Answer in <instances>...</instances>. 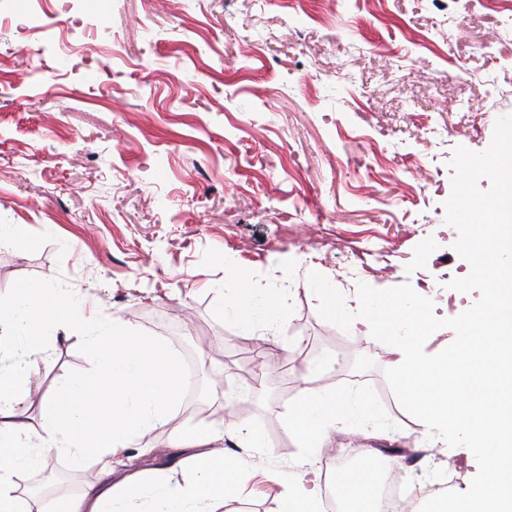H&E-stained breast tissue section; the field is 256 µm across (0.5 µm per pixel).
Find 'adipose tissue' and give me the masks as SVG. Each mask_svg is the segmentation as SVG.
Masks as SVG:
<instances>
[{"instance_id": "obj_1", "label": "adipose tissue", "mask_w": 512, "mask_h": 512, "mask_svg": "<svg viewBox=\"0 0 512 512\" xmlns=\"http://www.w3.org/2000/svg\"><path fill=\"white\" fill-rule=\"evenodd\" d=\"M284 304V291L256 287L243 274L229 313L247 331L272 336ZM90 322L83 302L43 282H23L0 295V512H35L36 495L18 478L38 470L50 453L76 466L89 458L100 465L97 482L79 496L62 499L60 512H220L243 487L238 460L214 447L220 434L240 448H263L266 440L240 421L225 424L220 434L209 428L185 433L174 413L183 379L177 355L129 322L113 319L110 328L94 335ZM50 328L87 338L95 363L84 374L61 378L46 392L38 423L32 426L21 419L16 404L32 365L46 352L44 333ZM318 380V369L306 367L288 413V431L301 441L310 466L283 484L278 512H320L316 464L328 446L330 429L345 420L356 426L374 415L367 398L346 403L324 392ZM158 426L169 428L172 444L183 449V456L163 468L115 476L126 450ZM180 472L191 473L192 482H176Z\"/></svg>"}]
</instances>
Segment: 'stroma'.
Instances as JSON below:
<instances>
[{
  "instance_id": "35a3bbf8",
  "label": "stroma",
  "mask_w": 512,
  "mask_h": 512,
  "mask_svg": "<svg viewBox=\"0 0 512 512\" xmlns=\"http://www.w3.org/2000/svg\"><path fill=\"white\" fill-rule=\"evenodd\" d=\"M507 0H96L89 25L61 55L44 24L0 21V224H23L22 247L0 243V293L23 280L73 289L100 327L135 323L171 350L188 341L223 384L202 392L208 415L178 404L186 431L226 420L227 403L264 448L241 461L249 495L228 512H275L270 471L303 469L289 435L301 359L326 361V392L366 395L376 417L337 423L329 448L394 462L426 490L453 472L465 491L478 471L466 449L424 436L389 387L387 345L360 325L324 320L307 276L346 297L360 282L410 283L436 295L434 313L463 312L477 293L441 302L469 263L444 221L457 147L487 149L512 114ZM276 290L285 319L268 345L274 366L245 382L256 342L225 316L236 288L224 259ZM44 387L93 366L76 338L47 335ZM174 453L163 428L144 434L133 469Z\"/></svg>"
}]
</instances>
